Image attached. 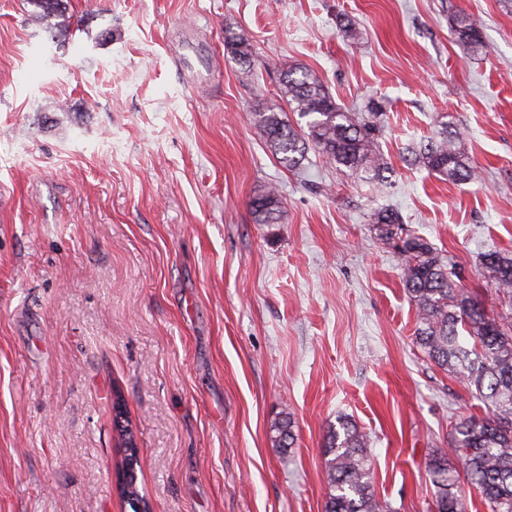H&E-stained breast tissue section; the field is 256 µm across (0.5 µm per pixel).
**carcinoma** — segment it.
Wrapping results in <instances>:
<instances>
[{
  "mask_svg": "<svg viewBox=\"0 0 512 512\" xmlns=\"http://www.w3.org/2000/svg\"><path fill=\"white\" fill-rule=\"evenodd\" d=\"M36 15L51 30L70 25L64 0H29ZM454 34L472 48L482 45L479 25L460 16ZM224 46L239 59L252 55L248 39L235 23L224 25ZM293 112L305 120L296 128L287 117ZM379 112H351L324 88L316 74L291 68L283 74L278 99L256 113V126L278 161L294 169L309 146H314L336 165L355 175L365 174L384 187L389 166L379 148ZM460 133L443 125L427 142H411L406 152L411 161L451 182H476L478 167L459 145ZM255 223L280 224L284 209L278 189L270 185L253 198ZM380 240L391 244L406 257L402 279L416 306V341L438 367L450 371L475 391L487 412L460 420L454 426L450 445L459 453V467L448 466L447 453L439 448L427 461L426 469L435 488L436 512H469L470 501L461 489L460 478L476 488L490 512H512V253L484 254L482 265L503 293V312H488L464 292V273L448 266L422 236L406 229L400 215L381 209L372 215ZM270 431L278 448L293 444L291 420L274 422ZM130 454L129 471L120 497L137 512L135 504L144 499L137 483L139 446L135 430H119ZM367 435L344 417L326 436V461L330 492L324 512H390L376 497L369 463Z\"/></svg>",
  "mask_w": 512,
  "mask_h": 512,
  "instance_id": "1",
  "label": "carcinoma"
}]
</instances>
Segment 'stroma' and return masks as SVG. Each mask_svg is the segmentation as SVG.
<instances>
[{"instance_id":"obj_1","label":"stroma","mask_w":512,"mask_h":512,"mask_svg":"<svg viewBox=\"0 0 512 512\" xmlns=\"http://www.w3.org/2000/svg\"><path fill=\"white\" fill-rule=\"evenodd\" d=\"M49 32L0 0V512H130L113 484L120 391L152 512H324L326 435H367L378 499L435 512L426 463L483 404L415 341L397 210L461 267L512 251V11L502 0H65ZM479 21V51L454 20ZM233 21L252 49L224 48ZM379 106L392 185L312 150L291 171L256 112L283 73ZM482 170L408 162L441 124ZM279 189L286 219L250 202ZM294 424L274 447L270 427ZM278 189L269 185L261 194L253 198L251 209L255 223L280 224L284 219V209Z\"/></svg>"}]
</instances>
